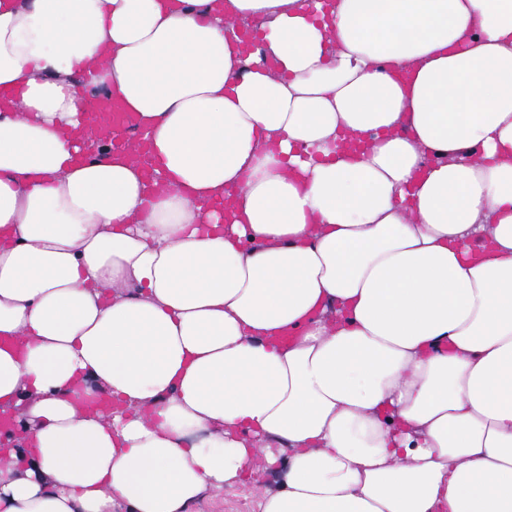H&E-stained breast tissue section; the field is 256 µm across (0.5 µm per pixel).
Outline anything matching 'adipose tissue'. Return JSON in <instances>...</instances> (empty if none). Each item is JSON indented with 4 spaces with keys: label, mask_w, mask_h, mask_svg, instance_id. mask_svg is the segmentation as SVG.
<instances>
[{
    "label": "adipose tissue",
    "mask_w": 512,
    "mask_h": 512,
    "mask_svg": "<svg viewBox=\"0 0 512 512\" xmlns=\"http://www.w3.org/2000/svg\"><path fill=\"white\" fill-rule=\"evenodd\" d=\"M215 2L0 0V512H512V0ZM96 111L85 131L92 134L99 128H122L130 134L141 130L140 123L134 112H127L121 101L115 97L101 96L96 103ZM193 512H258L249 488L225 490L224 496L204 500Z\"/></svg>",
    "instance_id": "obj_1"
}]
</instances>
